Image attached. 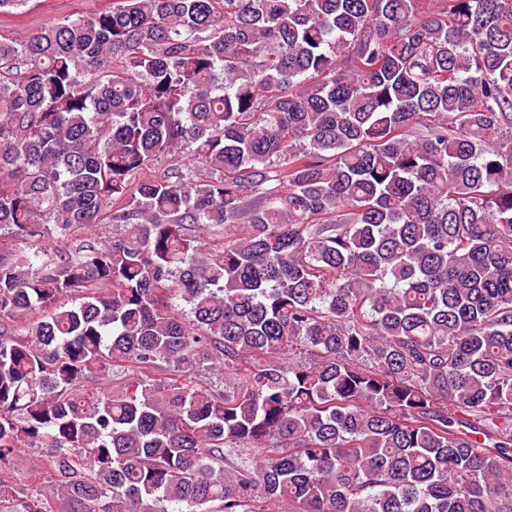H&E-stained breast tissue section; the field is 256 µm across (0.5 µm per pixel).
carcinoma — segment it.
<instances>
[{
    "label": "carcinoma",
    "instance_id": "carcinoma-1",
    "mask_svg": "<svg viewBox=\"0 0 512 512\" xmlns=\"http://www.w3.org/2000/svg\"><path fill=\"white\" fill-rule=\"evenodd\" d=\"M24 447L0 512H512V0L0 40V489ZM41 452L40 450H38ZM34 449L22 448L15 456L11 463V481L9 487L5 488L7 493L16 494L20 490L30 488L32 483V475L36 463L38 452ZM6 493V494H7Z\"/></svg>",
    "mask_w": 512,
    "mask_h": 512
}]
</instances>
